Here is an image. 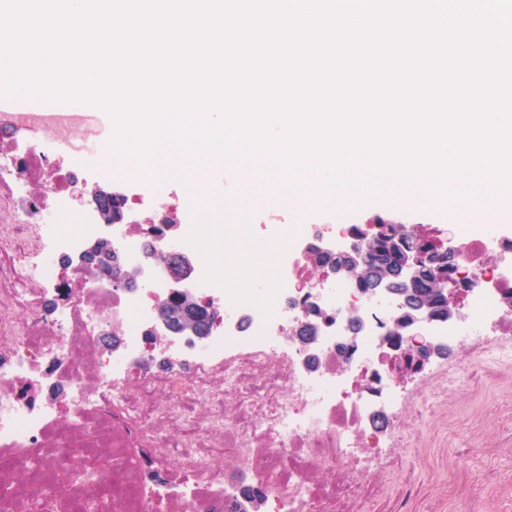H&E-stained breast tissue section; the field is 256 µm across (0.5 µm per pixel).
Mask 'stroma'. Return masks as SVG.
Listing matches in <instances>:
<instances>
[{
    "mask_svg": "<svg viewBox=\"0 0 512 512\" xmlns=\"http://www.w3.org/2000/svg\"><path fill=\"white\" fill-rule=\"evenodd\" d=\"M209 174V191L234 204V223L251 229L249 248L254 254H264L288 225L340 222L335 209L314 207L304 214L291 205L278 228L265 227L261 210L237 206V173L222 172L213 164ZM434 390L444 414L456 420V428L437 432L431 447L396 449L395 472L386 480L384 497L355 501L350 512H512V440L504 437L505 429L512 426V388L497 384L452 388L441 380ZM472 433L498 440L499 445L490 450L471 447ZM454 455L460 457L461 474L471 485L472 494L465 499L455 498L448 489V459Z\"/></svg>",
    "mask_w": 512,
    "mask_h": 512,
    "instance_id": "obj_1",
    "label": "stroma"
}]
</instances>
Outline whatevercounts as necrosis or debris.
<instances>
[{
    "label": "necrosis or debris",
    "instance_id": "4bbe7bcc",
    "mask_svg": "<svg viewBox=\"0 0 512 512\" xmlns=\"http://www.w3.org/2000/svg\"><path fill=\"white\" fill-rule=\"evenodd\" d=\"M78 123L47 101L0 113V132L26 137L0 152V175L20 188L44 186L8 230L17 252L0 249V512H224L252 489L271 512H349L355 499L384 494L393 449L428 445L423 433L390 425L391 416L442 425L437 379L453 388L487 373L512 383V345L502 340L512 332L502 306L512 263H488L512 256L511 237L431 228L480 276L463 291L467 317L427 330L434 342L460 344L468 360L428 371L406 365L411 340L393 334L398 303L376 304L313 269L311 245L350 242L349 224L289 226L279 255L231 266L218 258L223 202L187 188L158 200L151 224H134L142 199L126 193L112 246L143 267L146 286L124 293L109 272L60 264L103 231L71 200ZM47 134L62 142L66 161L48 163L38 148ZM198 205L206 223H178ZM151 249L194 256L185 286L216 311L203 340L152 335L172 276L165 262L147 260ZM310 279L321 283L315 300L297 288ZM315 308L308 346L295 331ZM353 312L362 326L347 356L336 344Z\"/></svg>",
    "mask_w": 512,
    "mask_h": 512
}]
</instances>
